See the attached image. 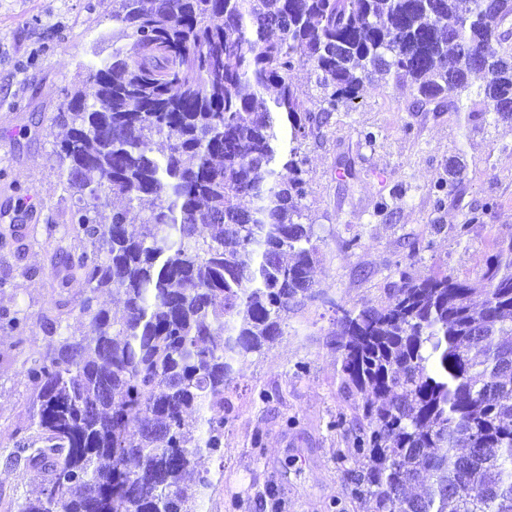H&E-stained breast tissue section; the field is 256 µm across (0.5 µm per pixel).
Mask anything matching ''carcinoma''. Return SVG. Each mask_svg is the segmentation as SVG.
I'll use <instances>...</instances> for the list:
<instances>
[{
	"label": "carcinoma",
	"mask_w": 512,
	"mask_h": 512,
	"mask_svg": "<svg viewBox=\"0 0 512 512\" xmlns=\"http://www.w3.org/2000/svg\"><path fill=\"white\" fill-rule=\"evenodd\" d=\"M113 2L112 53L56 116L66 234L82 243L54 251L40 325L56 339L34 358L26 318L0 316L34 391L3 457L41 479L17 512H201L236 365L318 297L302 146L373 77L422 105L452 89L458 112L512 103V74H481L512 62V0ZM71 316L88 332H58ZM334 325L367 421L338 454L358 506L512 512V235L475 278L403 277L387 305Z\"/></svg>",
	"instance_id": "cac0c4a2"
}]
</instances>
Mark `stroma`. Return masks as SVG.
I'll return each instance as SVG.
<instances>
[{
  "label": "stroma",
  "instance_id": "stroma-1",
  "mask_svg": "<svg viewBox=\"0 0 512 512\" xmlns=\"http://www.w3.org/2000/svg\"><path fill=\"white\" fill-rule=\"evenodd\" d=\"M111 16L112 0H0V229L16 226L0 243V314L27 316L34 356L50 341L39 314L55 298L53 253L71 204L45 129L82 65L111 52ZM304 150L322 298L289 314L274 346L239 363L249 392L234 401L224 476L202 512H356L337 458L349 438L329 427L356 415L329 344L334 306L387 304L403 274L475 277L512 233V126L493 114L455 111L444 97L422 106L410 85L367 81ZM456 162L463 174L437 201ZM468 218V236L458 237ZM11 341L0 332V455L31 399L20 363L6 356ZM274 389L279 397L258 399Z\"/></svg>",
  "mask_w": 512,
  "mask_h": 512
}]
</instances>
